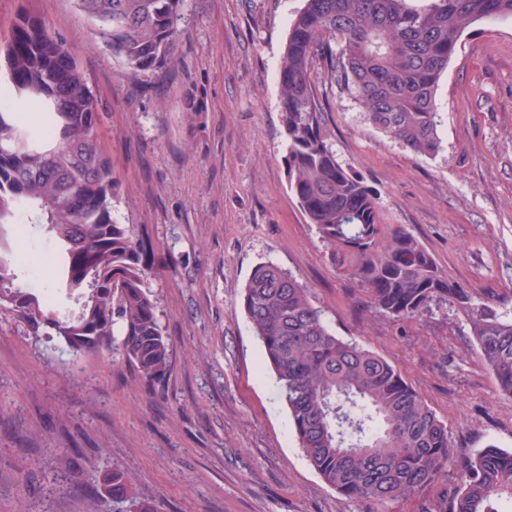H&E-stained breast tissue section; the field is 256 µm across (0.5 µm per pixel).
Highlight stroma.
<instances>
[{"label":"stroma","mask_w":512,"mask_h":512,"mask_svg":"<svg viewBox=\"0 0 512 512\" xmlns=\"http://www.w3.org/2000/svg\"><path fill=\"white\" fill-rule=\"evenodd\" d=\"M70 47L101 114L112 208L151 239V284L173 344L162 393L111 354H76L0 320V512H86L120 470L162 512H449L459 467L512 451V397L452 309L404 324L371 314L288 189L278 68L303 0H185L174 68L127 67L73 0H32ZM337 160L379 193L450 281L512 309V19L477 24L440 80L441 151L403 148L349 92L319 84ZM23 286L50 288L56 246L21 219L9 239ZM306 284L337 335L385 358L448 430L449 462L385 504L345 498L302 455L240 308L259 262Z\"/></svg>","instance_id":"1"}]
</instances>
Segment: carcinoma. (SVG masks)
Returning a JSON list of instances; mask_svg holds the SVG:
<instances>
[{"mask_svg":"<svg viewBox=\"0 0 512 512\" xmlns=\"http://www.w3.org/2000/svg\"><path fill=\"white\" fill-rule=\"evenodd\" d=\"M95 34L128 67L176 63L184 0H75ZM512 18V0H304L289 25L278 80L291 193L337 268L367 290L370 308L416 322L434 306L456 311L500 390L512 396V315L474 301L404 227L383 223L379 196L336 159L325 134L319 81L361 103L403 148L442 147L436 92L461 38L484 20ZM0 315L36 340L103 351L134 382L166 385L172 346L150 282L152 245L112 217V160L96 139L97 102L68 45L22 8L0 64ZM23 111L38 112L35 127ZM22 216L58 246L51 293L17 284L10 229ZM262 368L288 409L298 447L332 489L384 504L428 487L448 465V431L383 357L336 335L310 288L273 261L258 263L241 295ZM88 512L110 500L160 512L117 469ZM512 502V451L493 444L463 461L449 512H500Z\"/></svg>","mask_w":512,"mask_h":512,"instance_id":"1","label":"carcinoma"}]
</instances>
